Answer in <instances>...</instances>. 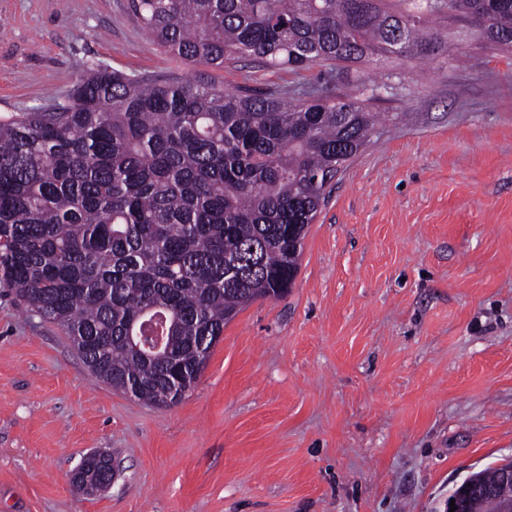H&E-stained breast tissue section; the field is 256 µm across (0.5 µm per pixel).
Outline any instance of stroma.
<instances>
[{
    "instance_id": "stroma-1",
    "label": "stroma",
    "mask_w": 512,
    "mask_h": 512,
    "mask_svg": "<svg viewBox=\"0 0 512 512\" xmlns=\"http://www.w3.org/2000/svg\"><path fill=\"white\" fill-rule=\"evenodd\" d=\"M435 27L424 61L214 69L157 45L131 0H0V115L99 65L381 115L290 293L228 321L174 405L112 388L0 286V512H442L512 460V52ZM94 451L120 472L91 493L71 476Z\"/></svg>"
}]
</instances>
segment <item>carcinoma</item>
<instances>
[{
	"label": "carcinoma",
	"mask_w": 512,
	"mask_h": 512,
	"mask_svg": "<svg viewBox=\"0 0 512 512\" xmlns=\"http://www.w3.org/2000/svg\"><path fill=\"white\" fill-rule=\"evenodd\" d=\"M453 20L512 49V0H454ZM175 57L309 69L440 45L437 0H132ZM356 98L292 102L208 82L92 69L55 111L0 115V283L62 327L113 388L178 402L246 304L292 288L326 190L378 122ZM168 357L130 346L150 321ZM500 468L468 476L486 486ZM82 486L112 482L87 455Z\"/></svg>",
	"instance_id": "1"
}]
</instances>
